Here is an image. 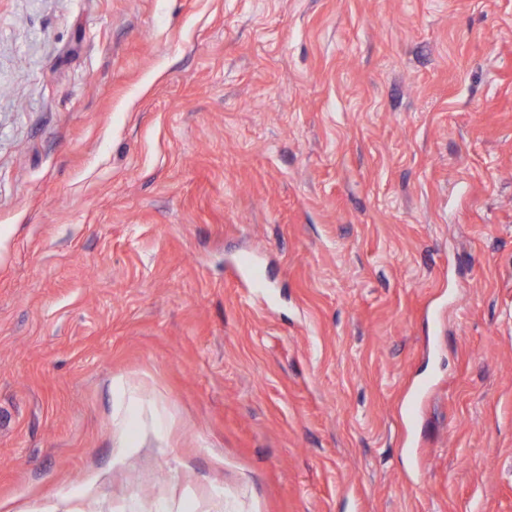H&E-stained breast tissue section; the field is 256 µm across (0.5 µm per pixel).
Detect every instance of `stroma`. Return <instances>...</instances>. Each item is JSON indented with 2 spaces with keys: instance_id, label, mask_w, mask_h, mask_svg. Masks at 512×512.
<instances>
[{
  "instance_id": "1",
  "label": "stroma",
  "mask_w": 512,
  "mask_h": 512,
  "mask_svg": "<svg viewBox=\"0 0 512 512\" xmlns=\"http://www.w3.org/2000/svg\"><path fill=\"white\" fill-rule=\"evenodd\" d=\"M0 512H512V0H0Z\"/></svg>"
}]
</instances>
